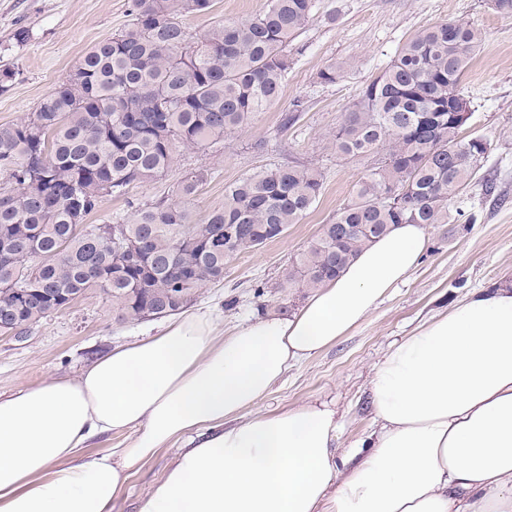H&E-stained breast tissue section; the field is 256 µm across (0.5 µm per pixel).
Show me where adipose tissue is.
Here are the masks:
<instances>
[{
  "label": "adipose tissue",
  "instance_id": "obj_1",
  "mask_svg": "<svg viewBox=\"0 0 512 512\" xmlns=\"http://www.w3.org/2000/svg\"><path fill=\"white\" fill-rule=\"evenodd\" d=\"M395 224L287 314L225 333L185 311L73 376L0 394V512H113L135 471L179 454L138 512H512V288L470 293L369 378L377 429L338 455L333 408L258 404L419 263ZM127 434L124 447L92 442Z\"/></svg>",
  "mask_w": 512,
  "mask_h": 512
}]
</instances>
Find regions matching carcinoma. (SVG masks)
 I'll list each match as a JSON object with an SVG mask.
<instances>
[{
  "instance_id": "1",
  "label": "carcinoma",
  "mask_w": 512,
  "mask_h": 512,
  "mask_svg": "<svg viewBox=\"0 0 512 512\" xmlns=\"http://www.w3.org/2000/svg\"><path fill=\"white\" fill-rule=\"evenodd\" d=\"M211 2L132 0L124 28L91 47L34 111L0 125V321L15 336L88 292L110 298L121 321L179 311L322 194L321 169L295 162L227 188L224 206L195 219L198 172L177 187V203H138L127 218L85 224L104 198L162 176L177 147L218 144L279 100L315 0H266L251 18L197 38L181 17ZM483 40L460 20L426 28L365 87L329 145L344 157L376 154L378 166L275 287H319L393 224L448 223L486 154L461 137L473 112H453L459 102L471 108L460 84Z\"/></svg>"
}]
</instances>
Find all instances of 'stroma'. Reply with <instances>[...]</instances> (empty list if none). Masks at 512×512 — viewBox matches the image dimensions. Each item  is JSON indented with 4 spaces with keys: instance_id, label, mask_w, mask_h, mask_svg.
I'll return each instance as SVG.
<instances>
[{
    "instance_id": "35a3bbf8",
    "label": "stroma",
    "mask_w": 512,
    "mask_h": 512,
    "mask_svg": "<svg viewBox=\"0 0 512 512\" xmlns=\"http://www.w3.org/2000/svg\"><path fill=\"white\" fill-rule=\"evenodd\" d=\"M265 3L213 0L209 12L187 14L182 22L201 35L214 21L249 19ZM129 5L130 0H0V57L16 71L9 90L0 92V125L35 110L90 47L127 24ZM444 20L468 22L484 34L461 82L474 110L463 135L487 144L481 168L461 200L450 204L448 223L428 226L426 250L407 281L391 289L336 345L289 368L259 405L264 411L330 404L340 420L337 445L343 452L376 428L368 379L390 345L432 316L450 311L474 289L512 283V17L495 12L491 0H316L314 19L296 42L275 105L221 145L177 151L161 177L106 198L90 218L99 224L129 216L131 203L174 198L178 185L198 172L207 175L195 201L201 216L223 205L225 189L257 172L291 162L315 164L324 173V187L310 212L280 238L231 260L223 282L202 288L195 302L220 313L228 331L264 311L290 312L305 296L281 287L286 268L351 200L355 183L374 164L368 156L336 155L327 143L329 132L402 44ZM19 27L29 33L22 44L12 39ZM332 63L342 65L341 76L336 83H321L320 71ZM298 99L305 101V111L293 127L281 129L282 112ZM257 280L272 282V292L254 297L251 286ZM158 326L155 320H118L104 295H83L34 325L23 340L0 334V393L77 374L104 350ZM177 453L174 447L163 449L139 468L115 512H137Z\"/></svg>"
}]
</instances>
